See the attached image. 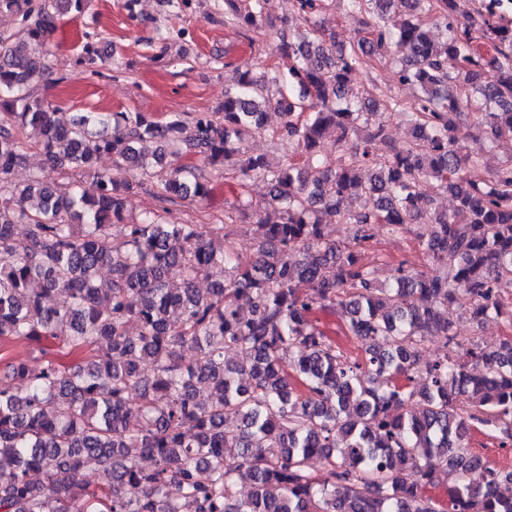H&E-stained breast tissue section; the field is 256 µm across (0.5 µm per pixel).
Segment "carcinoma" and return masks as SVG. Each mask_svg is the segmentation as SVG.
<instances>
[{
	"mask_svg": "<svg viewBox=\"0 0 512 512\" xmlns=\"http://www.w3.org/2000/svg\"><path fill=\"white\" fill-rule=\"evenodd\" d=\"M396 1L409 20L393 29L385 16ZM296 2L304 21L326 9ZM89 3L0 0L18 22L0 33V342L31 346L0 377V512H512V469L468 448L480 426L512 445V336L466 337L441 312L512 321V161L484 165L490 144L512 140V14L488 0H345L364 25L347 46L285 19L279 61L235 68L224 112L195 115L185 137L179 113L65 121L36 94L54 17ZM223 7L224 23L248 34L273 27L265 0ZM85 37L77 62L92 68L99 40ZM382 62L420 89L413 102L347 97L354 74ZM269 106L284 118L278 135L298 147L281 165L243 150ZM392 116L412 128L402 145L389 136ZM329 134L332 158L322 153ZM29 143L80 180L14 183ZM105 154L139 180L98 169ZM187 155L201 163L173 165ZM223 177L267 182L274 215L246 203L227 224L157 212L124 222L137 186L168 203L203 199ZM424 180L457 205L428 204ZM336 219L350 225L343 246L323 232ZM239 223L255 237L253 258L207 241H229ZM414 224L433 273L401 263L394 284L379 285L361 252ZM216 268L230 277L199 290ZM54 294L64 303L46 304ZM319 310L339 317L362 357L328 336ZM433 336L445 352L423 365ZM229 348L242 360L224 359ZM72 351L68 363L57 357ZM229 417L238 429L224 428ZM313 458L323 475L309 471ZM87 459L99 466L93 484ZM440 472L442 502L428 494Z\"/></svg>",
	"mask_w": 512,
	"mask_h": 512,
	"instance_id": "obj_1",
	"label": "carcinoma"
}]
</instances>
